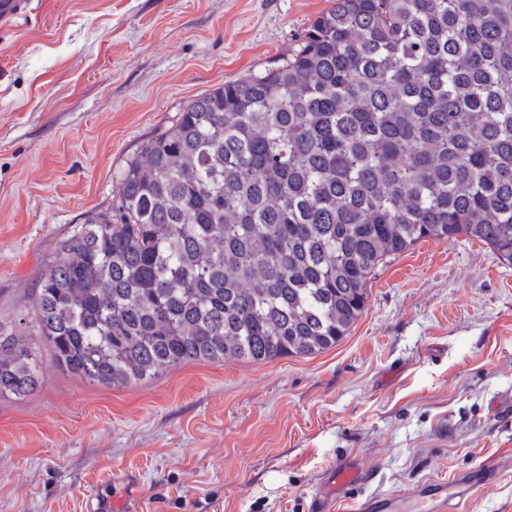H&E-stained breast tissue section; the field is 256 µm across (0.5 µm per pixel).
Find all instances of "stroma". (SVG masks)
I'll list each match as a JSON object with an SVG mask.
<instances>
[{"instance_id":"35a3bbf8","label":"stroma","mask_w":512,"mask_h":512,"mask_svg":"<svg viewBox=\"0 0 512 512\" xmlns=\"http://www.w3.org/2000/svg\"><path fill=\"white\" fill-rule=\"evenodd\" d=\"M0 26V326L28 317L58 242L110 211L122 168L197 96L276 66L333 0H32ZM319 355L196 361L109 388L55 367L0 398V512H86L104 474L141 512H309L355 457L360 496L490 460L460 512H512V263L423 239L380 265Z\"/></svg>"}]
</instances>
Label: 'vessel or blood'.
<instances>
[{"instance_id":"obj_1","label":"vessel or blood","mask_w":512,"mask_h":512,"mask_svg":"<svg viewBox=\"0 0 512 512\" xmlns=\"http://www.w3.org/2000/svg\"><path fill=\"white\" fill-rule=\"evenodd\" d=\"M31 11V0H0V23L10 24L26 17ZM493 473L491 464L477 466L470 473L452 480L422 481L405 492H392L379 497L351 498L352 489L369 479L356 458L348 456L330 467L323 484L313 493L311 512H336L338 504L351 501L353 512H402L407 501L422 499L433 506V512H458L464 498L484 485ZM140 495L134 473L114 474L107 485L94 496L88 512H139Z\"/></svg>"}]
</instances>
